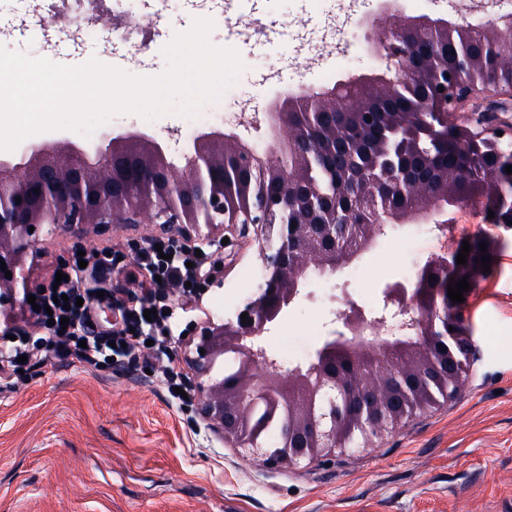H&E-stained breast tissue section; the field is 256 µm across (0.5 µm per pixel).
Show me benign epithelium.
I'll use <instances>...</instances> for the list:
<instances>
[{"label": "benign epithelium", "instance_id": "7a95c632", "mask_svg": "<svg viewBox=\"0 0 512 512\" xmlns=\"http://www.w3.org/2000/svg\"><path fill=\"white\" fill-rule=\"evenodd\" d=\"M107 2L90 0L86 22L107 25L112 13ZM396 4L397 0H383L385 25L373 18L364 26L374 52L385 53L409 71L410 54L397 55L395 50L424 46L437 36L445 38L457 22L405 16ZM480 28L493 42L512 43L511 16L503 27L492 21ZM436 84L437 112H452L463 102H474L467 132L476 139L492 124L489 109L481 108L480 101L512 96V83L478 84L461 78L458 70H441ZM308 97L317 112L339 108L361 120L370 116L357 99L338 101L327 90ZM266 119L285 139L294 157L292 166L283 167L274 153H260L239 134L222 127L197 130L183 148L181 167L171 161L169 144L146 131L112 130L93 142L61 137L0 155V260L5 262V269H0V307L26 302L18 297L17 284L24 278L25 256L36 243L31 226L48 234L65 229L88 240L102 227L146 224L154 230V237L196 249L222 242L225 231L231 230L238 239L257 243L265 280L242 308L247 321L238 314L201 328L195 356L189 361L188 385L196 393L199 419L216 438L261 455L270 468H296L332 459L336 450L349 447L356 428L367 444L395 430L407 417L439 403L425 384L393 388L398 378L435 373L448 389L442 399L454 398L467 366L458 355L470 356L475 345L468 333L450 336L458 354L450 355L447 367L441 368V358L430 341L435 338L437 319L443 318L441 312L448 311V306L437 305V300L447 297V289L430 295L388 283L381 289L384 306L379 315L369 318L352 303L336 313L341 329L333 331L315 351L311 368L283 371L267 356L263 346L267 333L305 296L308 276L334 273L337 267L333 261L336 206L328 208L331 217L325 224H314L308 217H297L292 225L276 223L277 211L294 196L305 192L313 197L320 192L310 176L304 141L290 121L288 100L278 103ZM228 157L243 168L260 171L265 180L278 186L274 192L265 187L255 193L254 201L244 203L229 220L224 189ZM456 184L451 179L436 186L417 181L409 189L432 204L457 198ZM430 214L429 207L393 209L361 225L364 241L373 243L390 223L424 221ZM7 271L12 273L9 278ZM229 352L241 359L231 380L216 369ZM351 389L374 396L373 419L349 412L336 416L338 394ZM260 406L288 412L274 453L252 436Z\"/></svg>", "mask_w": 512, "mask_h": 512}]
</instances>
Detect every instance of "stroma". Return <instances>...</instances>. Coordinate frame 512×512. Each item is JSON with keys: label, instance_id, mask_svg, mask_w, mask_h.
Returning <instances> with one entry per match:
<instances>
[{"label": "stroma", "instance_id": "stroma-1", "mask_svg": "<svg viewBox=\"0 0 512 512\" xmlns=\"http://www.w3.org/2000/svg\"><path fill=\"white\" fill-rule=\"evenodd\" d=\"M381 0H231L225 9L198 0H146L141 8L151 36L139 60L112 28L91 32L43 25L34 0H0V46L75 65L85 55L138 76L168 67L164 47L193 19L209 18L212 45L236 49L243 63L234 93L204 104L211 125L237 128L261 150L272 147L266 122L283 93L325 90L368 71L367 41L346 36L349 14L374 18ZM409 16L444 15L484 23L512 12V0H399ZM234 13L227 27L225 13ZM356 59L337 69L340 57ZM110 127L164 137L194 132L184 114L147 120L113 117ZM498 243L496 262L464 308L476 356L459 396L410 418L370 445L305 468L264 467L259 455L228 447L209 434L188 405L172 400L165 370L185 373L182 343L193 324L231 316L256 291L264 271L250 242L209 251L206 290L195 303L172 297V335L147 361L119 370L34 359L23 374L0 380V512H512V228L491 223L483 207L431 213L421 223L394 224L356 261V271L312 276L298 302L266 338L268 355L283 368L306 365L346 300L377 308L385 283L402 268L452 253L473 236ZM145 226L104 231L91 241L68 232L39 236L29 251L18 293L49 286L60 264L79 252L112 250L120 259L104 288L137 293L130 277Z\"/></svg>", "mask_w": 512, "mask_h": 512}]
</instances>
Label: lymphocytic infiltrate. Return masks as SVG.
<instances>
[{
    "instance_id": "f902f5d3",
    "label": "lymphocytic infiltrate",
    "mask_w": 512,
    "mask_h": 512,
    "mask_svg": "<svg viewBox=\"0 0 512 512\" xmlns=\"http://www.w3.org/2000/svg\"><path fill=\"white\" fill-rule=\"evenodd\" d=\"M86 268L78 265L67 267V280L61 281L57 290L46 291L36 299L37 323L45 334L33 344L34 350L51 352L55 356L89 362L104 348H111L115 366L125 360L145 354L146 343L164 333L165 296L161 284L180 286L185 298L195 296L194 282L202 274L197 266L195 253H176L170 243L156 244L146 240L136 258L135 280L139 291L118 303V317L110 331L97 332L90 327V311L98 295L94 290L82 289L86 270L106 271L111 258L98 253L86 255ZM68 297L67 304L54 303V294ZM152 310L153 319H145V310Z\"/></svg>"
}]
</instances>
